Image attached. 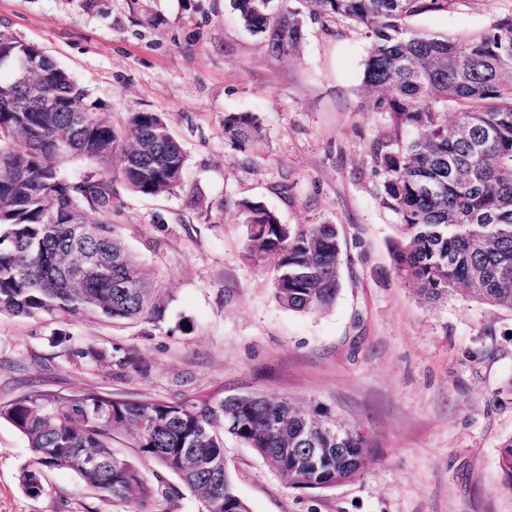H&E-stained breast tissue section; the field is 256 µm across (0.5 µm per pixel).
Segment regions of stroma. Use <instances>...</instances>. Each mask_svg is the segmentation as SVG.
I'll return each mask as SVG.
<instances>
[{
    "label": "stroma",
    "mask_w": 512,
    "mask_h": 512,
    "mask_svg": "<svg viewBox=\"0 0 512 512\" xmlns=\"http://www.w3.org/2000/svg\"><path fill=\"white\" fill-rule=\"evenodd\" d=\"M512 0H452L409 19L430 36L472 35ZM38 44L121 124L162 112L187 153L185 188L121 192L114 230L164 290L154 326L0 314V402L31 386L179 401L259 393L325 408L364 429L366 473L323 491L289 488L251 448L224 438L250 512H512L498 455L512 438V311L467 296L435 306L394 267L401 236L364 148L386 136L364 108L368 41L306 21L298 52L277 55L230 0H0V29ZM252 112L260 138L232 147L224 116ZM285 224H333L342 286L333 305L282 308L272 266L245 257L240 201ZM93 346L104 362L79 357ZM31 452L0 422V512H127L74 473L19 481Z\"/></svg>",
    "instance_id": "1"
}]
</instances>
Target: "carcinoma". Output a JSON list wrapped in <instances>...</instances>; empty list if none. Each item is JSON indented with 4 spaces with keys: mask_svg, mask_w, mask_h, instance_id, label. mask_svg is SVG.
I'll use <instances>...</instances> for the list:
<instances>
[{
    "mask_svg": "<svg viewBox=\"0 0 512 512\" xmlns=\"http://www.w3.org/2000/svg\"><path fill=\"white\" fill-rule=\"evenodd\" d=\"M244 26L272 52L303 38L304 10L321 26L347 23L369 39L364 84L369 110L393 133L371 141L365 165L383 175L381 200L400 217L392 246L397 274L437 304L466 292L512 310V16L460 37H428L406 20L448 8V0H231ZM68 112H20L27 77ZM0 313L155 324L160 288L112 234L117 186L141 196L184 186L186 153L158 112H130L121 127L100 116L86 91L39 46L0 30ZM457 120L448 121V113ZM261 134L251 112L224 116V138L242 146ZM94 169L73 178L64 165ZM246 256L273 266L279 304L316 313L341 285V243L333 224H283L263 203H239ZM99 259L98 272L71 286L66 268ZM27 440L24 491H44L46 469L75 473L104 497L143 512L157 488L112 447L121 431L136 456L178 479L167 497L194 496L201 512H250L224 463V434L243 443L295 489L324 490L359 477L373 444L324 410L305 414L287 398L252 394L180 402L131 400L94 391L33 388L0 403V421ZM498 466L512 491V438Z\"/></svg>",
    "mask_w": 512,
    "mask_h": 512,
    "instance_id": "obj_1",
    "label": "carcinoma"
}]
</instances>
